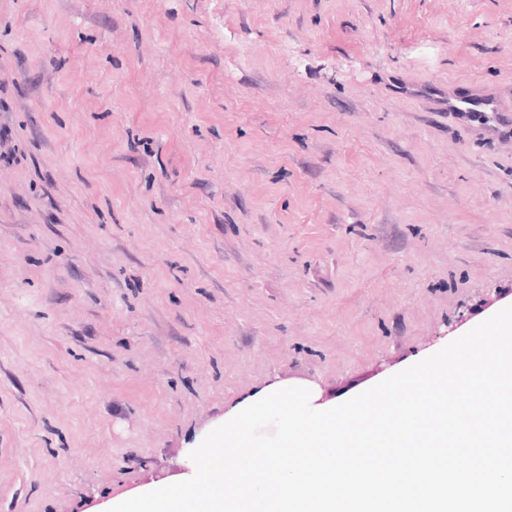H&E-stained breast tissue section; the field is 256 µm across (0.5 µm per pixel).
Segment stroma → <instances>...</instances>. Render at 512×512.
Segmentation results:
<instances>
[{
  "label": "stroma",
  "mask_w": 512,
  "mask_h": 512,
  "mask_svg": "<svg viewBox=\"0 0 512 512\" xmlns=\"http://www.w3.org/2000/svg\"><path fill=\"white\" fill-rule=\"evenodd\" d=\"M512 0H0V512H103L288 382L512 306ZM447 112H458L465 119L473 117L486 137L509 134L512 129V103L499 93L479 90L468 97L448 89Z\"/></svg>",
  "instance_id": "stroma-1"
}]
</instances>
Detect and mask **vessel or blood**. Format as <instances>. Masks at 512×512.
Wrapping results in <instances>:
<instances>
[{
    "instance_id": "b4317fda",
    "label": "vessel or blood",
    "mask_w": 512,
    "mask_h": 512,
    "mask_svg": "<svg viewBox=\"0 0 512 512\" xmlns=\"http://www.w3.org/2000/svg\"><path fill=\"white\" fill-rule=\"evenodd\" d=\"M445 109L477 120L478 128L485 136L495 137L512 132V102L500 94L481 90L462 97L452 91L448 94Z\"/></svg>"
}]
</instances>
